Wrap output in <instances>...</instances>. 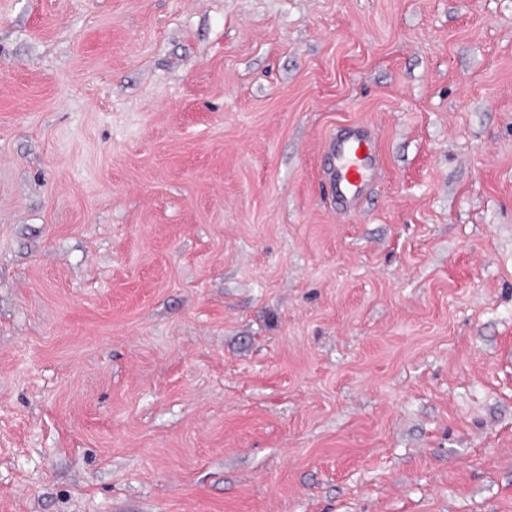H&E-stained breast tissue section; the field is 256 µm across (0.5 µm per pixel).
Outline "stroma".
I'll return each mask as SVG.
<instances>
[{"label": "stroma", "mask_w": 512, "mask_h": 512, "mask_svg": "<svg viewBox=\"0 0 512 512\" xmlns=\"http://www.w3.org/2000/svg\"><path fill=\"white\" fill-rule=\"evenodd\" d=\"M0 512H512V0H0ZM325 152L332 196L346 209H355L377 174V149L369 129L353 124L336 130L326 140Z\"/></svg>", "instance_id": "1"}]
</instances>
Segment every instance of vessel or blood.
I'll use <instances>...</instances> for the list:
<instances>
[{
    "label": "vessel or blood",
    "mask_w": 512,
    "mask_h": 512,
    "mask_svg": "<svg viewBox=\"0 0 512 512\" xmlns=\"http://www.w3.org/2000/svg\"><path fill=\"white\" fill-rule=\"evenodd\" d=\"M329 166L325 171L332 196L347 209H355L377 174V149L369 129L353 124L325 142Z\"/></svg>",
    "instance_id": "vessel-or-blood-1"
}]
</instances>
